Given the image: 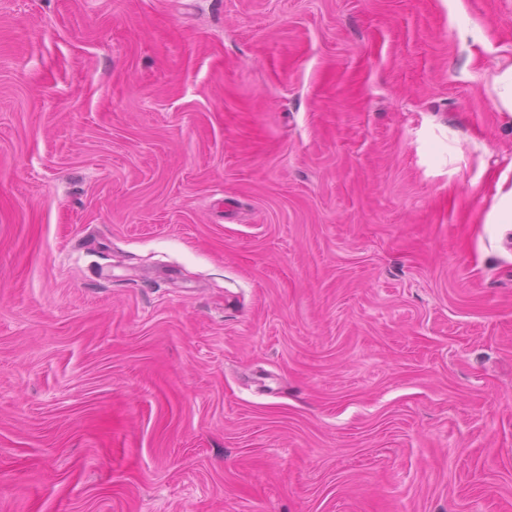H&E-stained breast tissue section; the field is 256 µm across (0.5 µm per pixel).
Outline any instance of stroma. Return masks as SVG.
<instances>
[{
  "instance_id": "35a3bbf8",
  "label": "stroma",
  "mask_w": 512,
  "mask_h": 512,
  "mask_svg": "<svg viewBox=\"0 0 512 512\" xmlns=\"http://www.w3.org/2000/svg\"><path fill=\"white\" fill-rule=\"evenodd\" d=\"M512 0H0V512H512ZM493 90L496 108L512 116V65L494 76Z\"/></svg>"
}]
</instances>
